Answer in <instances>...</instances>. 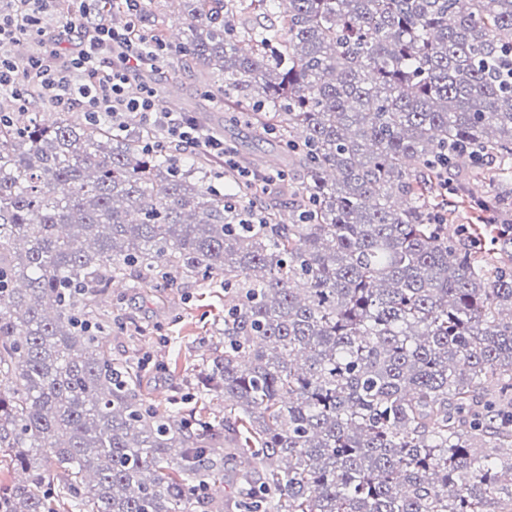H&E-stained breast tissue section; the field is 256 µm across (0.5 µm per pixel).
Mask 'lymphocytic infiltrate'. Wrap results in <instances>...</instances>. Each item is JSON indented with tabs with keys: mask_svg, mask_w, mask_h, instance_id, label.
Returning a JSON list of instances; mask_svg holds the SVG:
<instances>
[{
	"mask_svg": "<svg viewBox=\"0 0 512 512\" xmlns=\"http://www.w3.org/2000/svg\"><path fill=\"white\" fill-rule=\"evenodd\" d=\"M25 2L24 11L0 13V93L22 100L25 82L33 81L55 108L76 107L90 116L112 119L129 112L135 114L141 127L161 129L168 141L185 151L224 154L223 140L209 134L193 118L161 109L152 87L131 86L130 74L157 59L149 41L133 42L111 24L93 20V6L87 2L83 14L92 20L88 33L65 43L41 24L48 0ZM24 39L35 41L38 50L20 69L8 48Z\"/></svg>",
	"mask_w": 512,
	"mask_h": 512,
	"instance_id": "f902f5d3",
	"label": "lymphocytic infiltrate"
}]
</instances>
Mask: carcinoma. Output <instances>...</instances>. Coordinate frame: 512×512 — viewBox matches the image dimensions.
Returning <instances> with one entry per match:
<instances>
[{"instance_id":"carcinoma-1","label":"carcinoma","mask_w":512,"mask_h":512,"mask_svg":"<svg viewBox=\"0 0 512 512\" xmlns=\"http://www.w3.org/2000/svg\"><path fill=\"white\" fill-rule=\"evenodd\" d=\"M188 0L187 56L288 156V221L236 169L144 148L107 117L0 108V512H188L230 450L237 512L512 505V270L434 215L461 164L512 173V0ZM97 10L128 27L127 0ZM222 175L241 194L207 181ZM504 254L512 224H488ZM224 288L212 390L231 422L136 393L99 299L124 279Z\"/></svg>"}]
</instances>
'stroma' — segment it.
<instances>
[{
    "instance_id": "35a3bbf8",
    "label": "stroma",
    "mask_w": 512,
    "mask_h": 512,
    "mask_svg": "<svg viewBox=\"0 0 512 512\" xmlns=\"http://www.w3.org/2000/svg\"><path fill=\"white\" fill-rule=\"evenodd\" d=\"M152 86L158 100H165L170 85L180 88L178 111L205 107L225 143L231 144L243 164L274 174L283 169L281 152L273 143L245 124L224 120V99L217 82L182 58L165 63L155 72ZM497 160L482 168L453 171L448 186V227L512 223V178L499 177ZM100 308L116 325L105 342L113 357L137 361L140 394L161 405L176 401L184 409L205 411L215 423L224 419L223 397L199 396L202 377L212 361L224 353V290L177 279L168 288L149 286L110 289Z\"/></svg>"
}]
</instances>
